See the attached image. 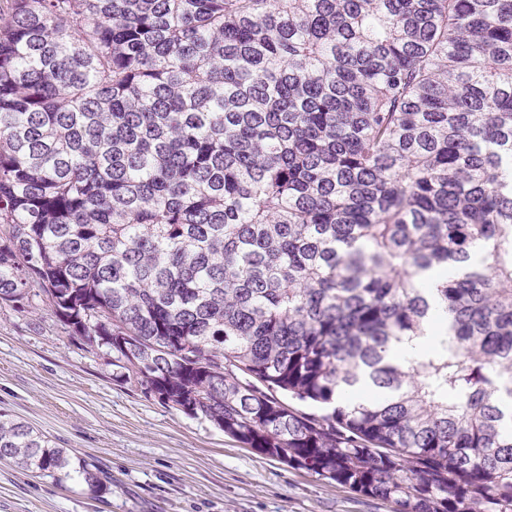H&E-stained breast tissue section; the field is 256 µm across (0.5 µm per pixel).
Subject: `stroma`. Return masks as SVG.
<instances>
[{
  "label": "stroma",
  "instance_id": "stroma-1",
  "mask_svg": "<svg viewBox=\"0 0 512 512\" xmlns=\"http://www.w3.org/2000/svg\"><path fill=\"white\" fill-rule=\"evenodd\" d=\"M0 413L112 477L95 494L0 460V512H393L117 381L45 305L0 308Z\"/></svg>",
  "mask_w": 512,
  "mask_h": 512
}]
</instances>
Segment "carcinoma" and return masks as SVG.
I'll return each instance as SVG.
<instances>
[{
	"label": "carcinoma",
	"instance_id": "1",
	"mask_svg": "<svg viewBox=\"0 0 512 512\" xmlns=\"http://www.w3.org/2000/svg\"><path fill=\"white\" fill-rule=\"evenodd\" d=\"M42 304L262 456L512 512V0H0V306ZM0 460L112 483L13 418ZM442 325V318H436L428 328L427 336L414 338L404 344L399 352L402 359L421 358L433 345L435 333Z\"/></svg>",
	"mask_w": 512,
	"mask_h": 512
}]
</instances>
